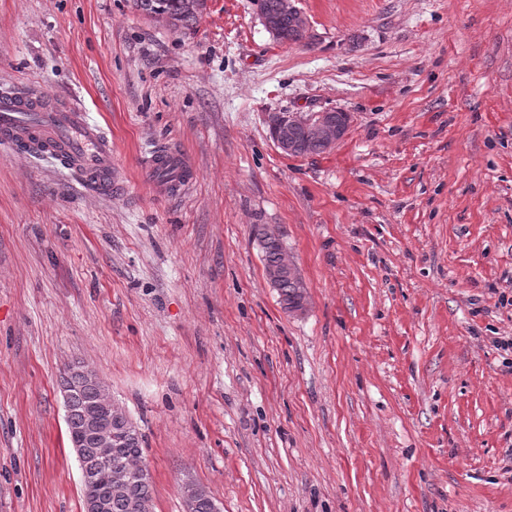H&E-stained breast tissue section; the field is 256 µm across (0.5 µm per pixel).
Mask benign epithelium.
I'll return each mask as SVG.
<instances>
[{"label":"benign epithelium","mask_w":512,"mask_h":512,"mask_svg":"<svg viewBox=\"0 0 512 512\" xmlns=\"http://www.w3.org/2000/svg\"><path fill=\"white\" fill-rule=\"evenodd\" d=\"M256 15L275 38H281V21L290 20L291 26L302 36V43L308 44L312 38V27L307 15L297 6V0H279L276 10L267 12L261 0H254ZM266 121L273 130V141L280 151L290 157L298 155L302 142L298 133L322 146L326 151L333 149L346 135L348 127L336 124L331 112H274L267 115ZM91 437L97 448L94 449L97 469L110 473L111 483L98 495L85 500V512H105L106 503L112 495V489L124 484L125 471L112 461V448L117 438L112 428L100 420L97 408H90L84 415L80 437L73 439L72 445L78 457L84 458L87 449L81 447V439ZM95 469V470H97ZM95 470L85 465L81 467V482L86 484L94 480Z\"/></svg>","instance_id":"obj_1"}]
</instances>
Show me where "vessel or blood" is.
<instances>
[{"mask_svg":"<svg viewBox=\"0 0 512 512\" xmlns=\"http://www.w3.org/2000/svg\"><path fill=\"white\" fill-rule=\"evenodd\" d=\"M22 143L41 146L43 154L60 160L87 191L110 196L127 190L112 157L111 136L91 122L80 104L59 103L29 88L0 95V145ZM146 168L154 174L173 171L180 188L193 180L192 169L167 148L155 151Z\"/></svg>","mask_w":512,"mask_h":512,"instance_id":"vessel-or-blood-1","label":"vessel or blood"}]
</instances>
